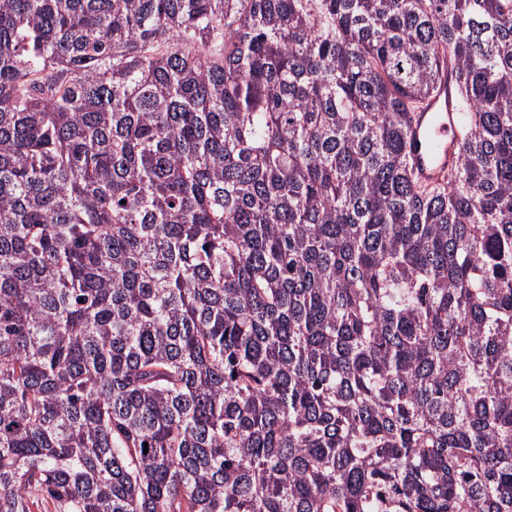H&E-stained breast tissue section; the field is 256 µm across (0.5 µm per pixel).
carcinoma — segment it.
I'll return each instance as SVG.
<instances>
[{
    "label": "carcinoma",
    "mask_w": 512,
    "mask_h": 512,
    "mask_svg": "<svg viewBox=\"0 0 512 512\" xmlns=\"http://www.w3.org/2000/svg\"><path fill=\"white\" fill-rule=\"evenodd\" d=\"M34 491L512 512V0H0V512ZM454 64L449 62L435 92L411 115L407 153L413 176L428 186L447 182L455 173L461 124L455 109Z\"/></svg>",
    "instance_id": "1"
}]
</instances>
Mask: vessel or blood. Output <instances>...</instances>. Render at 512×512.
Masks as SVG:
<instances>
[{"mask_svg":"<svg viewBox=\"0 0 512 512\" xmlns=\"http://www.w3.org/2000/svg\"><path fill=\"white\" fill-rule=\"evenodd\" d=\"M461 147L454 76L448 68L435 92L411 115L407 153L413 176L430 186L447 182L455 173Z\"/></svg>","mask_w":512,"mask_h":512,"instance_id":"1","label":"vessel or blood"}]
</instances>
